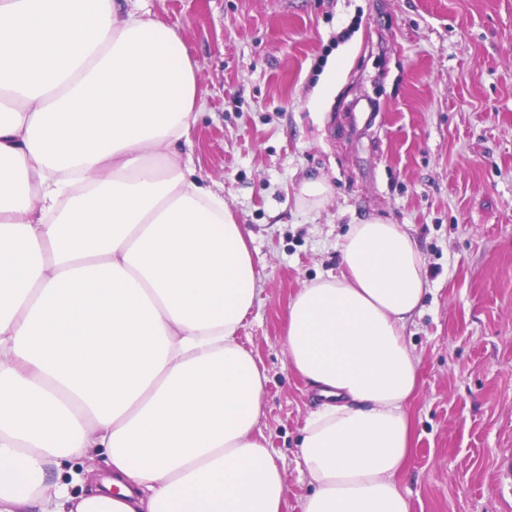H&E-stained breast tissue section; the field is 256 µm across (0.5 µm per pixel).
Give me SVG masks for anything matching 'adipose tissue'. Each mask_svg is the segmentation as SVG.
Listing matches in <instances>:
<instances>
[{
  "label": "adipose tissue",
  "instance_id": "1",
  "mask_svg": "<svg viewBox=\"0 0 512 512\" xmlns=\"http://www.w3.org/2000/svg\"><path fill=\"white\" fill-rule=\"evenodd\" d=\"M201 110L175 28L119 0H0V512H282L265 371L237 342L251 234L176 150ZM339 253L286 316L318 400L303 512H409L424 259L377 216ZM98 451L93 490L52 481Z\"/></svg>",
  "mask_w": 512,
  "mask_h": 512
}]
</instances>
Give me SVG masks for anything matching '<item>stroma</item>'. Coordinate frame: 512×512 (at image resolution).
I'll return each instance as SVG.
<instances>
[{
    "label": "stroma",
    "mask_w": 512,
    "mask_h": 512,
    "mask_svg": "<svg viewBox=\"0 0 512 512\" xmlns=\"http://www.w3.org/2000/svg\"><path fill=\"white\" fill-rule=\"evenodd\" d=\"M176 28L205 107L183 144L253 234L260 294L238 333L268 377L257 425L285 472L316 407L288 365V303L338 273L350 224L403 225L429 293L408 324L410 512H503L512 448V0H132ZM336 82L324 78L335 55ZM331 187L301 204L305 179Z\"/></svg>",
    "instance_id": "obj_1"
}]
</instances>
